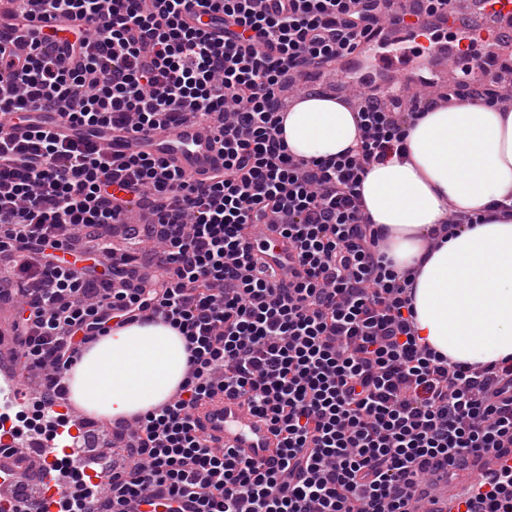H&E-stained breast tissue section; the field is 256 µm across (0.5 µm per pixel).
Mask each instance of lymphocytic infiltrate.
<instances>
[{"mask_svg": "<svg viewBox=\"0 0 512 512\" xmlns=\"http://www.w3.org/2000/svg\"><path fill=\"white\" fill-rule=\"evenodd\" d=\"M450 0H10L5 36L50 11L80 27L71 61L42 44L8 65L0 114L58 111L76 124L141 133L191 118L218 135L224 165L192 185L167 161L111 154L43 131L0 130V301L24 339L14 359L44 372L41 400L112 327L159 320L184 337L185 378L134 422L115 421L125 469L80 478L59 512H416L423 483L465 471L469 494L431 512H512V360L450 361L417 334L416 271L392 269L360 192L401 156L422 112L460 102L507 107L494 54L448 93L363 95L359 141L306 160L283 137L282 93L299 76L362 53L382 20L447 28ZM224 16L217 38L191 6ZM153 216L130 239L163 245L149 273L103 236L121 211L112 184ZM275 224L290 245L275 273L249 231ZM94 243L91 266L60 254ZM267 421L276 460L210 446L195 410L216 394Z\"/></svg>", "mask_w": 512, "mask_h": 512, "instance_id": "obj_1", "label": "lymphocytic infiltrate"}]
</instances>
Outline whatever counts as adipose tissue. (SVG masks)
Returning a JSON list of instances; mask_svg holds the SVG:
<instances>
[{"mask_svg":"<svg viewBox=\"0 0 512 512\" xmlns=\"http://www.w3.org/2000/svg\"><path fill=\"white\" fill-rule=\"evenodd\" d=\"M292 154L325 159L354 147V115L328 96L287 112ZM373 223L388 235L395 267L418 270V333L448 358L512 357V220L465 228L437 249L427 234L448 208L482 212L512 196V112L464 103L437 107L409 128L404 158L376 165L361 184ZM185 340L163 322L134 323L100 337L68 371L72 399L113 420L163 403L185 377Z\"/></svg>","mask_w":512,"mask_h":512,"instance_id":"1","label":"adipose tissue"}]
</instances>
